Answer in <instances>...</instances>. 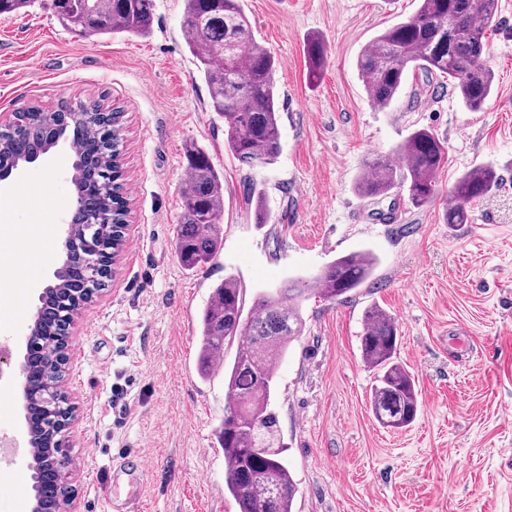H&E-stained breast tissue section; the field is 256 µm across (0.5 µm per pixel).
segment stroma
<instances>
[{
    "instance_id": "1",
    "label": "stroma",
    "mask_w": 512,
    "mask_h": 512,
    "mask_svg": "<svg viewBox=\"0 0 512 512\" xmlns=\"http://www.w3.org/2000/svg\"><path fill=\"white\" fill-rule=\"evenodd\" d=\"M259 43L278 59L281 154L249 169L224 144V124L185 44L183 0H155L141 38L75 36L47 4L0 16V126L36 106L92 100L122 110L126 242L116 273L75 318L63 388L74 406L65 436L79 512H237L224 492L223 372H197L199 318L214 287L235 275L245 307L258 292L319 272L358 249L379 262L346 301L304 302V332L281 360L271 407L297 484L294 512H512V0H499L487 37L494 93L465 109L453 83L409 76L386 109L373 105L357 58L418 0H243ZM327 64L307 79L306 47ZM443 139L438 195L416 209L406 189L359 196L366 159L414 129ZM202 145L224 177V245L207 268L184 270L175 236L186 176L183 146ZM69 141L0 181V222L29 239L0 247V359L23 360L25 334L60 266L76 202ZM500 183L471 221L444 219L448 192L471 168ZM264 193L267 223L243 196ZM52 228L57 242L33 241ZM378 306L399 330V360L421 410L402 430L370 411L374 373L363 362L365 313ZM122 407L114 415L113 407ZM143 456L140 502L113 482L112 460ZM24 457L0 471V512H29ZM307 77L310 82H316L322 74L327 60V50L324 43L318 39H312L307 46Z\"/></svg>"
}]
</instances>
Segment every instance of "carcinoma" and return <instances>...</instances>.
<instances>
[{
	"label": "carcinoma",
	"instance_id": "obj_1",
	"mask_svg": "<svg viewBox=\"0 0 512 512\" xmlns=\"http://www.w3.org/2000/svg\"><path fill=\"white\" fill-rule=\"evenodd\" d=\"M36 0H0V15L25 13ZM415 13L377 35L358 57V75L370 100L381 108L392 104L409 72L426 78L440 76L453 82L462 104L479 111L494 90L488 66L487 31L495 20L498 0H418ZM58 20L75 34H133L147 36L154 21V0H50ZM186 45L207 84L212 111L224 119L225 144L233 157L249 168L274 164L280 152L276 73L278 62L254 36L242 0H184ZM307 77L315 82L327 60L324 43L312 39L307 46ZM25 120L0 131V168L12 169L55 147L68 129L58 116L31 106ZM121 112L111 110L109 120L73 123L82 133L83 154L76 163V195L93 204L83 222L70 225L71 249L85 251L94 242L106 257L123 246L120 225L125 220L119 147L111 142L112 123ZM394 154L396 166L377 157L365 163L356 190L364 198L384 197L405 187L417 208L434 202L436 175L448 162V149L432 130L419 128L401 142ZM187 179L181 189L182 212L175 253L187 270L201 269L218 255L223 242L224 180L207 150L185 145ZM495 170L475 167L459 177L450 191L445 220L467 224L473 204L497 183ZM255 201L256 223L268 221L263 192L253 183L243 185ZM377 257L365 250L350 252L327 264L311 277L288 279L272 292L256 295L244 312L243 290L233 275L224 277L200 315L198 374L207 378L224 348L237 344L233 363L224 371L227 403L219 431L228 456L224 490L238 512H293L297 484L286 465L283 446L276 443L278 417L270 409L277 367L288 346L304 331L303 302L311 297L343 300L373 275ZM57 283L45 292L43 311L33 330L64 343L65 325L71 324L77 301H90L104 289L103 280L87 278L85 268L68 259L55 274ZM398 328L384 309L374 306L365 314L361 357L377 371L371 411L383 427L400 429L417 417L418 389L411 373L397 360ZM27 373L56 397L49 404H28L29 436L38 454L29 466L31 488L43 480L40 459L62 438L56 405H65L60 381L62 370H49L35 360L26 361ZM68 490L36 497L39 512H60Z\"/></svg>",
	"mask_w": 512,
	"mask_h": 512
}]
</instances>
